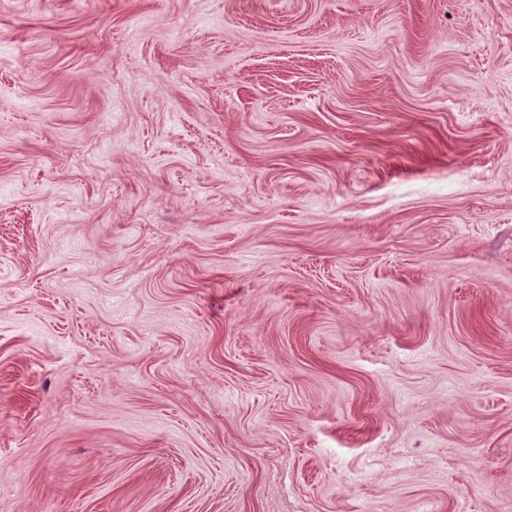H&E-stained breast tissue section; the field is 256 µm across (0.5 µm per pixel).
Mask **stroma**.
<instances>
[{
    "label": "stroma",
    "instance_id": "obj_1",
    "mask_svg": "<svg viewBox=\"0 0 512 512\" xmlns=\"http://www.w3.org/2000/svg\"><path fill=\"white\" fill-rule=\"evenodd\" d=\"M0 512H512V0H0Z\"/></svg>",
    "mask_w": 512,
    "mask_h": 512
}]
</instances>
